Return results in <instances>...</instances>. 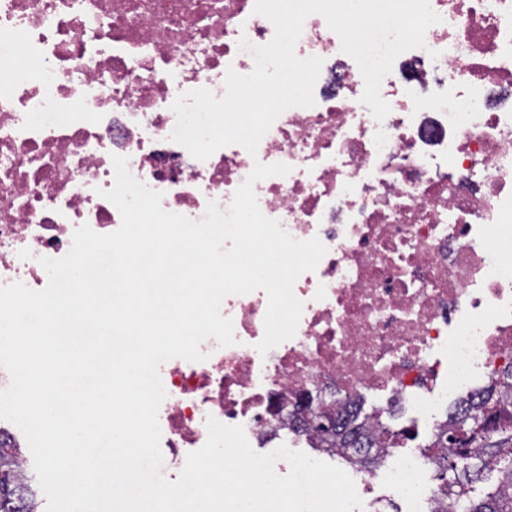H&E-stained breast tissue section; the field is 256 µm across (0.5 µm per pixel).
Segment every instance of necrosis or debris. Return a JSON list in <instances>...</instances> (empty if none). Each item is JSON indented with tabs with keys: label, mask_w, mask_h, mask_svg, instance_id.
<instances>
[{
	"label": "necrosis or debris",
	"mask_w": 512,
	"mask_h": 512,
	"mask_svg": "<svg viewBox=\"0 0 512 512\" xmlns=\"http://www.w3.org/2000/svg\"><path fill=\"white\" fill-rule=\"evenodd\" d=\"M425 45L384 77L390 112L376 121L364 79L338 35L309 15L295 46L323 65L314 103L282 112L256 154L229 145L207 160L170 141L181 93H226L228 70L250 73L241 39L270 42L255 0H0V61L24 50L31 73L0 78V286L48 283L41 258L65 256L81 225H121L104 198L113 156L162 195L164 210L201 219L228 209L255 163L291 171L257 182L261 212L327 252L293 286L295 335L267 354L264 291L225 297L236 342L208 338L205 358L165 361L158 413L171 477L207 441V418L242 426L267 454L308 447L321 408L365 393L420 422L512 369V0H429ZM362 512L398 500L432 512L433 468L418 451L386 449L369 468L339 463Z\"/></svg>",
	"instance_id": "1"
}]
</instances>
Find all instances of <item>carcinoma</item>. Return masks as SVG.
I'll return each mask as SVG.
<instances>
[{
	"label": "carcinoma",
	"instance_id": "obj_1",
	"mask_svg": "<svg viewBox=\"0 0 512 512\" xmlns=\"http://www.w3.org/2000/svg\"><path fill=\"white\" fill-rule=\"evenodd\" d=\"M492 402L497 408L488 416L490 432L469 429L474 415L484 413ZM373 418V428L383 443L398 445L403 433L390 430L380 416ZM355 422L353 417L341 425L345 429L342 438L331 443L337 452L343 454L360 443ZM459 431L466 432L465 439H455ZM422 455L435 465L441 491L458 499L464 512H512V371L492 378L477 398H461ZM16 461L12 449L0 447V512H38L35 491L21 482ZM486 471L497 473L496 483L476 500L470 496V484Z\"/></svg>",
	"mask_w": 512,
	"mask_h": 512
}]
</instances>
